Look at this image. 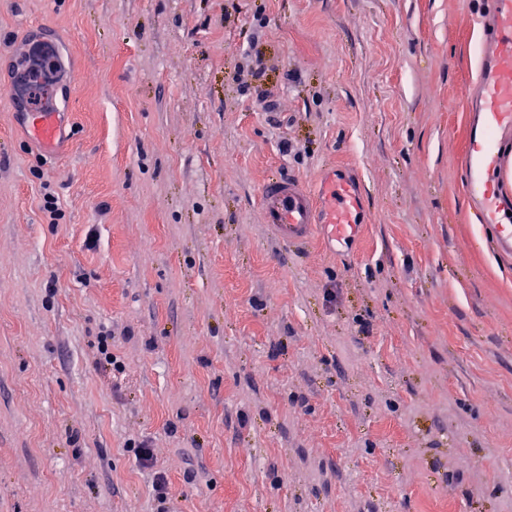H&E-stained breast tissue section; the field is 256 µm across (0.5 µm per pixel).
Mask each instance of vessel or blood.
Masks as SVG:
<instances>
[{"instance_id": "vessel-or-blood-1", "label": "vessel or blood", "mask_w": 512, "mask_h": 512, "mask_svg": "<svg viewBox=\"0 0 512 512\" xmlns=\"http://www.w3.org/2000/svg\"><path fill=\"white\" fill-rule=\"evenodd\" d=\"M484 19L488 36L469 114L466 193L480 223L493 226L496 248L512 253V205L501 186L506 161L512 157V0H488ZM31 129L41 142L51 143L54 113H32ZM259 209L263 224L289 244L307 242L321 228L330 246H340L356 239L365 222L361 185L338 165L324 172L314 190L294 179L268 182Z\"/></svg>"}]
</instances>
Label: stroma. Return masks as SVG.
<instances>
[{
    "label": "stroma",
    "instance_id": "obj_1",
    "mask_svg": "<svg viewBox=\"0 0 512 512\" xmlns=\"http://www.w3.org/2000/svg\"><path fill=\"white\" fill-rule=\"evenodd\" d=\"M485 7L0 0V512H512V257L463 160ZM334 165L357 241L272 236L263 186ZM57 112H31L33 134L45 144L51 143L55 134V116Z\"/></svg>",
    "mask_w": 512,
    "mask_h": 512
}]
</instances>
